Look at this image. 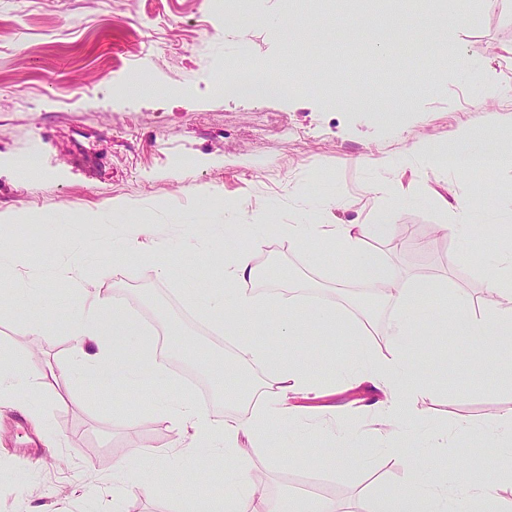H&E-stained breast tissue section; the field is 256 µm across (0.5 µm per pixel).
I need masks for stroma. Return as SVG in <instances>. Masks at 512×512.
Masks as SVG:
<instances>
[{"label":"stroma","instance_id":"1","mask_svg":"<svg viewBox=\"0 0 512 512\" xmlns=\"http://www.w3.org/2000/svg\"><path fill=\"white\" fill-rule=\"evenodd\" d=\"M471 2V23L448 44L454 67L410 44L387 48L369 68L350 32L317 46L300 66L278 26L244 17L225 29L229 0H0V212L75 222L100 210L105 218L76 238L66 228L32 224L14 233L0 226V243L20 258L0 268V351L28 363L32 389L24 399L34 410L0 409V512H110L115 504L122 512H175L183 497L222 495L229 463L178 451L184 433L169 408L192 394L181 381L187 370L224 415L235 413L232 398L244 388L240 377H220L190 356L197 348L224 352L226 341L194 304L196 284L223 290V256L252 249L257 277L248 287L262 306L249 332L259 339L272 329L268 314L289 298L307 311L331 305L356 322L371 318L376 333L394 312L382 300L370 311L358 304L370 288L351 276L337 281L343 257L309 259L280 232L283 224L317 223L320 199H353L337 213L343 224H369L386 211L391 239L369 237L365 245L396 279L425 276L468 294L476 311L496 306L483 264L505 238L498 225L512 209V163L487 172L438 170L413 151L421 132L444 146L463 131L491 140L512 126V0ZM242 52L281 76L284 93L226 95L224 70ZM137 78L150 90L125 94ZM363 96L371 108L360 107ZM382 154L396 160L395 169L355 163ZM374 184L383 185L382 195L371 193ZM452 191L482 211V227L464 241L448 237L446 253L417 250L447 223ZM115 201L156 224L162 251L113 265L112 248L128 232L125 215L110 209ZM224 222L239 226L233 241L203 235V226ZM54 236L75 238L80 281L57 278ZM162 264L173 267L176 281L158 276ZM33 282L44 290L42 301L13 304L12 289ZM82 289L123 299L142 323L180 331V343L167 346L162 378L138 392L64 383L74 347L65 332L68 298ZM28 316L47 325L35 344L24 334ZM446 316L441 302L424 304L411 353L427 381L418 395L425 414L407 424L405 453L425 462L431 480L445 469L436 456L439 435L460 453L459 420L482 428L489 409L512 412V380L478 383L462 343L440 328ZM306 340L322 375L351 362L358 345L339 327L313 329ZM381 398L368 383L324 387L301 401L308 424L279 421L263 440L242 439L239 461L257 472L269 497L306 494L335 500L338 512H368L406 480L394 458L370 448ZM334 406L360 433L361 450L349 464L319 469L314 462L328 440L317 421ZM119 462L135 490L115 481ZM142 484L151 493L139 492Z\"/></svg>","mask_w":512,"mask_h":512}]
</instances>
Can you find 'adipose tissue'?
<instances>
[{
    "label": "adipose tissue",
    "mask_w": 512,
    "mask_h": 512,
    "mask_svg": "<svg viewBox=\"0 0 512 512\" xmlns=\"http://www.w3.org/2000/svg\"><path fill=\"white\" fill-rule=\"evenodd\" d=\"M469 13V0H432L429 11L419 19L416 33L435 57L445 58L450 32L466 23ZM501 143L500 153L490 154L484 141L463 133L443 147L417 141L415 150L434 168L444 169L451 165L467 170L479 167L486 160L496 162L512 157V138L502 137ZM352 204L349 198L324 199L321 223L285 224L281 230L300 246L314 241L325 243L344 257L347 273L358 279L398 285L396 313L387 326V333L393 340L390 353L382 355L363 346L359 349V358L364 363L363 374L384 395L379 416L387 442L386 451L402 463L409 478L398 491L378 499L372 512H505L497 497V482L491 468L467 472L453 494L447 487L418 480L417 466L407 460L400 446V430L407 420L421 413L416 392L424 383L425 375L409 352L415 345L413 320L422 302L435 296L440 298L449 313L445 330L467 343L462 352L466 361L483 366L486 350L497 348L501 356L498 364L492 366V373H499L503 366H512V239L503 244L484 270L487 288L506 296L509 307L503 312L479 315L465 293L438 288L428 278L411 276L395 282L389 267L364 245L365 237L370 234L391 235L392 226L385 218H378L373 225L333 221L334 210L346 209ZM254 276L252 251L241 248L225 272L224 291H201L197 301L207 314H224L225 335L237 337L241 354L268 369L270 376L262 398L246 410L221 420L210 417L188 399L178 403L174 411L176 422L189 435V449L200 448L228 459L235 457L240 438H262L280 419L300 420L301 408L291 403V396L316 391L321 384L320 378L303 361L280 359L266 346L244 337L245 325L261 305L260 300L244 287ZM307 318L327 327L336 326L341 320L335 309L320 307L307 316L300 305L289 301L283 304L276 320V335L283 338L300 335L301 324ZM68 333L75 342L72 373L77 379L90 378L135 388L164 373L156 358L152 338L145 336L134 318L101 296L80 301L68 325ZM234 474L233 490L216 498H183L179 512H336L332 501L306 496L290 497L268 504L265 510H258L252 473L238 465Z\"/></svg>",
    "instance_id": "obj_1"
}]
</instances>
